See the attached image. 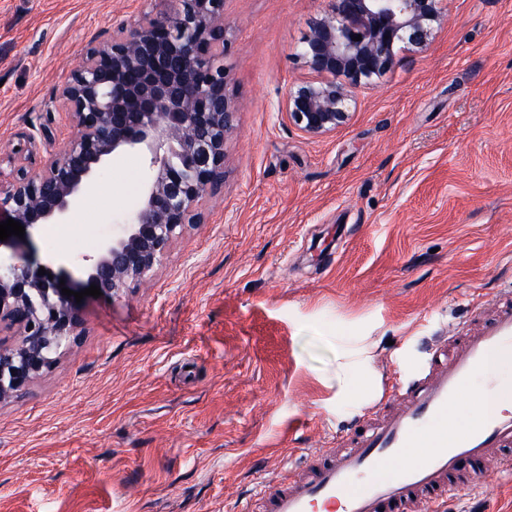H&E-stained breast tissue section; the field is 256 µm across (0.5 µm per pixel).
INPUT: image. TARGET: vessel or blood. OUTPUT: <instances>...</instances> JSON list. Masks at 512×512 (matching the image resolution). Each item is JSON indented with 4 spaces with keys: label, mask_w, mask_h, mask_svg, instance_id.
<instances>
[{
    "label": "vessel or blood",
    "mask_w": 512,
    "mask_h": 512,
    "mask_svg": "<svg viewBox=\"0 0 512 512\" xmlns=\"http://www.w3.org/2000/svg\"><path fill=\"white\" fill-rule=\"evenodd\" d=\"M492 317L438 338L425 364L389 387L328 447L261 485L240 512H437L472 489L484 459L512 447V383L495 384L498 405L457 425V406L475 400L476 378L495 355L512 356V291L492 299Z\"/></svg>",
    "instance_id": "b4317fda"
}]
</instances>
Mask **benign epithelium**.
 Listing matches in <instances>:
<instances>
[{"mask_svg":"<svg viewBox=\"0 0 512 512\" xmlns=\"http://www.w3.org/2000/svg\"><path fill=\"white\" fill-rule=\"evenodd\" d=\"M161 12L121 22L92 43L81 65L57 90L75 135L41 161L34 136L17 133L9 170L0 168V222L25 227L24 238L0 240V403L53 366L82 320L75 297L95 284L109 298L147 277L188 224L200 223L208 198L224 185V147L239 104L224 67L225 0H162ZM446 0H328L297 48L316 75L293 83L282 111L317 138L348 123L353 89L392 70L395 48L425 49ZM360 35L362 40L354 37ZM137 151L155 174L120 231L79 264L81 279L29 257L24 250L46 224H62L95 184L103 165ZM47 274H38L39 269ZM65 285H60V281Z\"/></svg>","mask_w":512,"mask_h":512,"instance_id":"obj_1","label":"benign epithelium"}]
</instances>
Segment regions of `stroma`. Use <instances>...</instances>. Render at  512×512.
<instances>
[{"label":"stroma","mask_w":512,"mask_h":512,"mask_svg":"<svg viewBox=\"0 0 512 512\" xmlns=\"http://www.w3.org/2000/svg\"><path fill=\"white\" fill-rule=\"evenodd\" d=\"M161 7L0 0V152L44 127L39 156L62 151L57 88ZM326 7L226 0L224 186L128 297H84L80 336L0 404V512H235L512 286V0H448L430 47L398 49L349 123L310 138L281 105ZM148 173L136 152L105 165L35 257L96 252ZM445 512H512V477L486 472Z\"/></svg>","instance_id":"stroma-1"}]
</instances>
